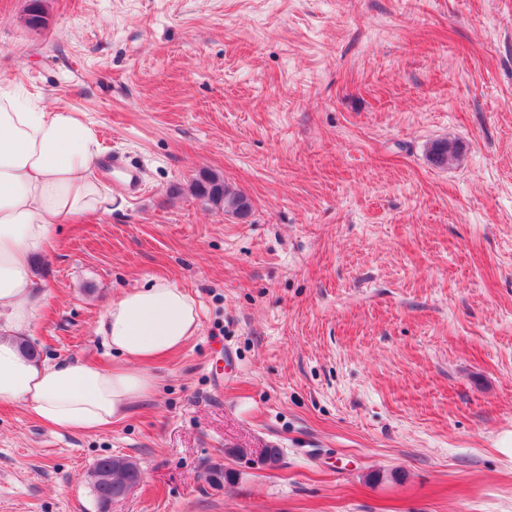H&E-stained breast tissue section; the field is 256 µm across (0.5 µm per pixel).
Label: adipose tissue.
<instances>
[{"label":"adipose tissue","mask_w":512,"mask_h":512,"mask_svg":"<svg viewBox=\"0 0 512 512\" xmlns=\"http://www.w3.org/2000/svg\"><path fill=\"white\" fill-rule=\"evenodd\" d=\"M101 153L80 114L0 79V404L24 402L45 424L83 433L110 427L149 397L156 383L146 363L198 329L193 297L155 277L114 297L100 320L117 364L43 363L18 345L41 305L34 259L62 225L111 212L116 201L94 174Z\"/></svg>","instance_id":"1"}]
</instances>
